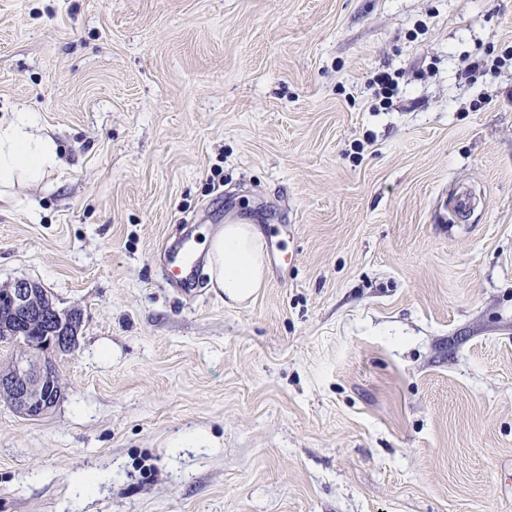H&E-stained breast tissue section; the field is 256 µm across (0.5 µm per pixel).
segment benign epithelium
I'll return each mask as SVG.
<instances>
[{"label":"benign epithelium","mask_w":512,"mask_h":512,"mask_svg":"<svg viewBox=\"0 0 512 512\" xmlns=\"http://www.w3.org/2000/svg\"><path fill=\"white\" fill-rule=\"evenodd\" d=\"M47 295L41 283L19 279L9 291L16 321L34 323L41 318L38 299ZM69 312L54 311L56 329L46 335L22 336L15 331L5 334L20 344L24 353L12 360L6 371H0V398L27 420H39L55 407L63 396L55 357L69 353L78 344V329L64 322Z\"/></svg>","instance_id":"obj_1"}]
</instances>
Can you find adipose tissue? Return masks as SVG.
<instances>
[{
  "label": "adipose tissue",
  "instance_id": "1",
  "mask_svg": "<svg viewBox=\"0 0 512 512\" xmlns=\"http://www.w3.org/2000/svg\"><path fill=\"white\" fill-rule=\"evenodd\" d=\"M38 121L30 112H16L0 122V200L8 201L7 187L15 179H42L60 163L57 147L38 132ZM205 271L212 287L236 303L251 299L266 285L267 260L263 235L253 224H225L201 245Z\"/></svg>",
  "mask_w": 512,
  "mask_h": 512
}]
</instances>
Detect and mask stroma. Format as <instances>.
I'll return each instance as SVG.
<instances>
[{"mask_svg": "<svg viewBox=\"0 0 512 512\" xmlns=\"http://www.w3.org/2000/svg\"><path fill=\"white\" fill-rule=\"evenodd\" d=\"M511 50L512 0H0V118L61 159L0 288L82 318L58 405L0 400V512H512ZM231 214L241 305L167 269Z\"/></svg>", "mask_w": 512, "mask_h": 512, "instance_id": "obj_1", "label": "stroma"}]
</instances>
